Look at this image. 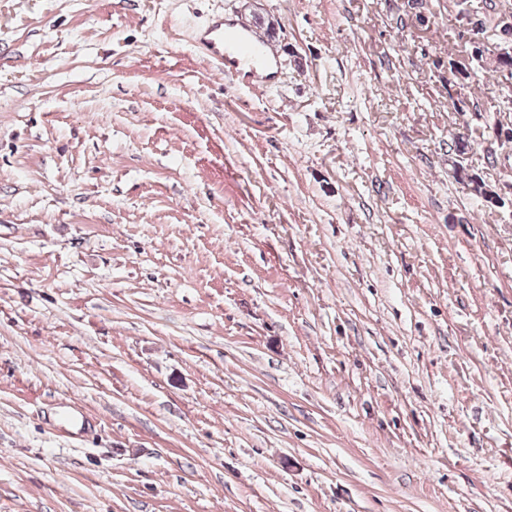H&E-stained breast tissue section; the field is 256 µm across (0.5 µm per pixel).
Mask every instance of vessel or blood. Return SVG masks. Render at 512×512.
<instances>
[{"instance_id":"b4317fda","label":"vessel or blood","mask_w":512,"mask_h":512,"mask_svg":"<svg viewBox=\"0 0 512 512\" xmlns=\"http://www.w3.org/2000/svg\"><path fill=\"white\" fill-rule=\"evenodd\" d=\"M192 45L225 75L245 79L254 86L270 87L271 60L265 52L267 42L255 30L234 28L225 23L223 16L215 15L196 28Z\"/></svg>"}]
</instances>
